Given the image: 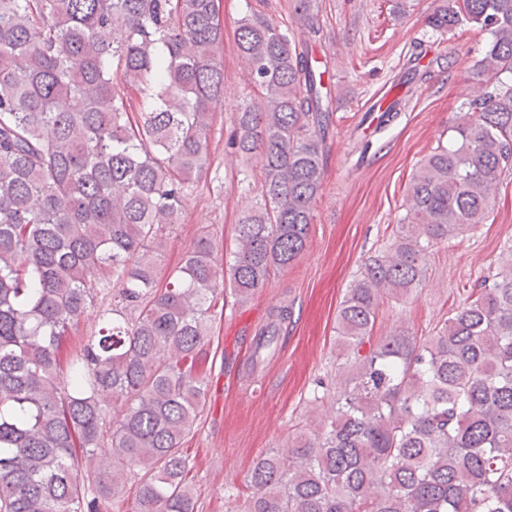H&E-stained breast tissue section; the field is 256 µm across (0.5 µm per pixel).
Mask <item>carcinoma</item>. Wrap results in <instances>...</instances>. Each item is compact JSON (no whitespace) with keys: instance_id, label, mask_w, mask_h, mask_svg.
I'll list each match as a JSON object with an SVG mask.
<instances>
[{"instance_id":"cac0c4a2","label":"carcinoma","mask_w":512,"mask_h":512,"mask_svg":"<svg viewBox=\"0 0 512 512\" xmlns=\"http://www.w3.org/2000/svg\"><path fill=\"white\" fill-rule=\"evenodd\" d=\"M288 8L316 33L317 0ZM463 21L490 35V85L419 163L393 242L343 297L334 414L257 460L243 512H512V249L433 335L372 341L384 300L422 290L433 249L484 222L512 168V0H445L429 24ZM222 42L218 0H0V512H196L183 444L206 406L213 320L306 250L336 102L310 37L244 12L257 96L232 113V145L259 157L261 192L229 259L204 225L163 273L210 163ZM102 294L99 336L64 359ZM290 318L272 308L250 363Z\"/></svg>"}]
</instances>
